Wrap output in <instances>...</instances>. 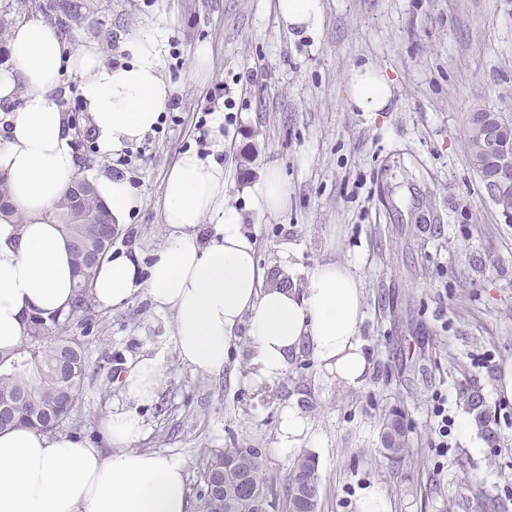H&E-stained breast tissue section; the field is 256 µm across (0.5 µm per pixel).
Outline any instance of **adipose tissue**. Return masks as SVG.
Listing matches in <instances>:
<instances>
[{"instance_id": "adipose-tissue-1", "label": "adipose tissue", "mask_w": 512, "mask_h": 512, "mask_svg": "<svg viewBox=\"0 0 512 512\" xmlns=\"http://www.w3.org/2000/svg\"><path fill=\"white\" fill-rule=\"evenodd\" d=\"M281 27L295 39L319 32L324 0H276ZM166 34L159 27L131 34L130 61L107 65L95 48H72L51 23L24 20L11 30L15 68L0 71V99L24 91V103L0 140V176L16 214L0 219V349L24 340L33 315L69 309L75 270L68 242L48 211L76 179L70 119L52 97L63 71L79 75L99 151L116 155L153 132L174 93L162 73ZM394 81L375 64L352 67L345 105L353 112L386 111ZM97 189L121 223L142 197L126 179L102 177ZM224 166L196 151L169 170L163 222L173 233L151 262L124 250L99 265L92 296L104 308L145 292L153 309L173 316L179 360L202 374H219L236 328L248 323L252 361L261 382L278 380L288 360L309 347L336 381L360 385L367 363L358 340L362 288L351 265L317 264L302 287L267 282L243 215L225 207ZM288 185L268 169L253 191L257 213L280 211ZM162 361L143 357L124 375L127 405L104 421L113 450L90 447L66 433L27 427L0 430V512H190L186 465L177 455L138 448L146 432L139 406L153 402Z\"/></svg>"}]
</instances>
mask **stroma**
<instances>
[{
	"instance_id": "1",
	"label": "stroma",
	"mask_w": 512,
	"mask_h": 512,
	"mask_svg": "<svg viewBox=\"0 0 512 512\" xmlns=\"http://www.w3.org/2000/svg\"><path fill=\"white\" fill-rule=\"evenodd\" d=\"M55 2L0 0V18L52 22L112 65L128 61L131 32H168L163 75L175 92L154 132L113 157L91 137L73 146L82 178L118 175L143 196L113 250L148 256L166 244L164 182L184 151L223 161L225 201L242 211L247 188L278 167L285 206L247 224L257 260L297 281L319 263L350 264L368 364L364 383L344 388L305 351L259 388L243 325L223 372L202 375L178 359L171 317H149L140 294L72 321L89 375L63 432L106 447L103 421L124 402L126 363L156 356L165 378L139 409L140 445L181 456L189 487L205 452L236 445L261 450L277 487L297 454L314 455L318 512H359L367 489L389 512H512V400L498 390L512 361V223L487 200L466 146L470 112L512 111V0H326L322 30L301 39L280 26L276 0H68L67 16ZM200 47L210 66L197 75ZM365 61L395 82L387 111L345 107V74ZM472 395L488 427L475 424ZM437 396L455 421L444 455L430 414ZM288 406L308 423L295 448L280 445ZM394 410L409 435L397 465L381 439Z\"/></svg>"
}]
</instances>
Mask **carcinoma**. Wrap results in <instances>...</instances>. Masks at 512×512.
I'll list each match as a JSON object with an SVG mask.
<instances>
[{"label": "carcinoma", "mask_w": 512, "mask_h": 512, "mask_svg": "<svg viewBox=\"0 0 512 512\" xmlns=\"http://www.w3.org/2000/svg\"><path fill=\"white\" fill-rule=\"evenodd\" d=\"M480 135L479 129L468 117L466 144L470 161ZM109 207L91 188L79 206L85 220L83 224H68L65 219L73 212L68 196L56 204L49 217L61 224V231L68 240L83 233L87 223L96 220ZM75 270L80 272L75 298L67 311H60L45 319L31 318L28 336L17 346L0 350V404L22 402L15 414L0 421V428L27 427L52 432L71 417L82 396L88 364L83 343L65 335L74 316L92 307L91 286L95 267L83 265L80 254L72 253ZM384 444L388 458L400 461L408 452V438L403 416L394 414L384 425ZM211 477L224 482V499L238 504L239 512H251L252 501L268 494L267 480L260 456L250 448L235 445L214 450L205 455V465L196 487V500L201 512L216 509L208 506L205 498V480ZM282 512H318L319 477L316 459L311 454H301L294 459L282 482Z\"/></svg>", "instance_id": "obj_1"}]
</instances>
